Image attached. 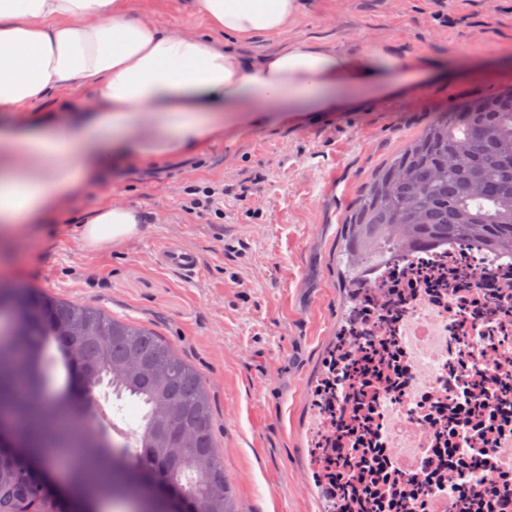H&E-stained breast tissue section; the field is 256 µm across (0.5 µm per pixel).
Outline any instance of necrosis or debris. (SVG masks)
<instances>
[{"instance_id": "4bbe7bcc", "label": "necrosis or debris", "mask_w": 512, "mask_h": 512, "mask_svg": "<svg viewBox=\"0 0 512 512\" xmlns=\"http://www.w3.org/2000/svg\"><path fill=\"white\" fill-rule=\"evenodd\" d=\"M312 394L310 445L359 462L379 512H512V255L439 240L369 263Z\"/></svg>"}]
</instances>
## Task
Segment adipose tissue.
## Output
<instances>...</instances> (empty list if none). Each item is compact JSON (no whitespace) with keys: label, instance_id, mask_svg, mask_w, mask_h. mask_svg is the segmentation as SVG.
Masks as SVG:
<instances>
[{"label":"adipose tissue","instance_id":"adipose-tissue-1","mask_svg":"<svg viewBox=\"0 0 512 512\" xmlns=\"http://www.w3.org/2000/svg\"><path fill=\"white\" fill-rule=\"evenodd\" d=\"M306 0H195L212 35L168 30L132 0H0V252L63 210L113 159L148 164L197 152L240 112H324L347 94L382 96L394 77L438 71L378 38L338 50L296 38L259 56L242 52L282 35ZM86 88L64 111L39 115L50 92ZM144 221L106 203L86 213L82 250L125 243Z\"/></svg>","mask_w":512,"mask_h":512}]
</instances>
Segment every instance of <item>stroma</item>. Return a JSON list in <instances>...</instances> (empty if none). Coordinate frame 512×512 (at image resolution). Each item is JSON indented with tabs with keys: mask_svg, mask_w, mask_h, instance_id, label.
<instances>
[{
	"mask_svg": "<svg viewBox=\"0 0 512 512\" xmlns=\"http://www.w3.org/2000/svg\"><path fill=\"white\" fill-rule=\"evenodd\" d=\"M136 2L170 30H207L192 0ZM463 10L466 22L448 27L431 0H308L293 35L339 48L392 39L446 62L449 78L399 79L385 100L338 112H268L193 155L113 167L0 260V276L20 287L152 329L202 375L239 512H327L310 465L309 393L345 310L343 219L434 114L512 85V0H467ZM215 186L224 196L214 210H185L187 188ZM112 200L143 214L140 234L83 251V216ZM169 241L196 251L198 276L154 262Z\"/></svg>",
	"mask_w": 512,
	"mask_h": 512,
	"instance_id": "1",
	"label": "stroma"
}]
</instances>
